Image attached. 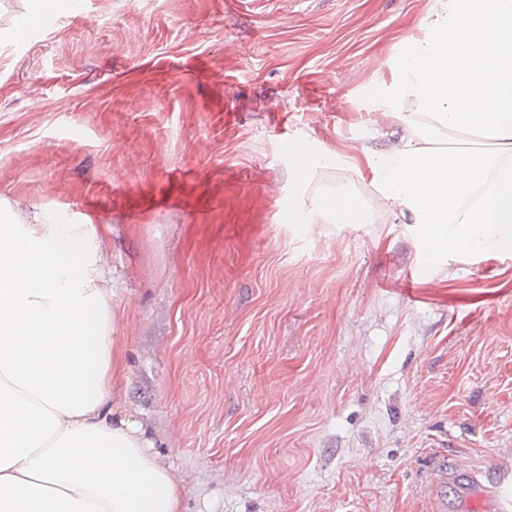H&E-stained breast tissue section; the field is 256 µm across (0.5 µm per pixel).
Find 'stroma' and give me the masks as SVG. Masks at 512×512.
<instances>
[{
  "instance_id": "35a3bbf8",
  "label": "stroma",
  "mask_w": 512,
  "mask_h": 512,
  "mask_svg": "<svg viewBox=\"0 0 512 512\" xmlns=\"http://www.w3.org/2000/svg\"><path fill=\"white\" fill-rule=\"evenodd\" d=\"M436 0H0V198L109 225L122 402L181 512H432L436 462L512 475V254L424 264L301 224L303 135L387 148L388 83Z\"/></svg>"
}]
</instances>
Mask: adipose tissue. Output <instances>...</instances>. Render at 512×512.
Wrapping results in <instances>:
<instances>
[{
	"label": "adipose tissue",
	"mask_w": 512,
	"mask_h": 512,
	"mask_svg": "<svg viewBox=\"0 0 512 512\" xmlns=\"http://www.w3.org/2000/svg\"><path fill=\"white\" fill-rule=\"evenodd\" d=\"M402 133L347 162L426 259L512 252V0H440L380 89ZM446 129L482 148L439 145ZM320 224H362L348 194H317ZM105 224L0 200V512H181L183 487L113 395L125 380Z\"/></svg>",
	"instance_id": "1"
}]
</instances>
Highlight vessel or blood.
I'll use <instances>...</instances> for the list:
<instances>
[{
  "label": "vessel or blood",
  "mask_w": 512,
  "mask_h": 512,
  "mask_svg": "<svg viewBox=\"0 0 512 512\" xmlns=\"http://www.w3.org/2000/svg\"><path fill=\"white\" fill-rule=\"evenodd\" d=\"M435 482L452 484L457 491L456 502H442V512H462L464 506L476 505L479 512H503L504 499L512 500V483L506 486H483L474 483L469 475L459 470L455 463L438 466Z\"/></svg>",
  "instance_id": "vessel-or-blood-1"
}]
</instances>
